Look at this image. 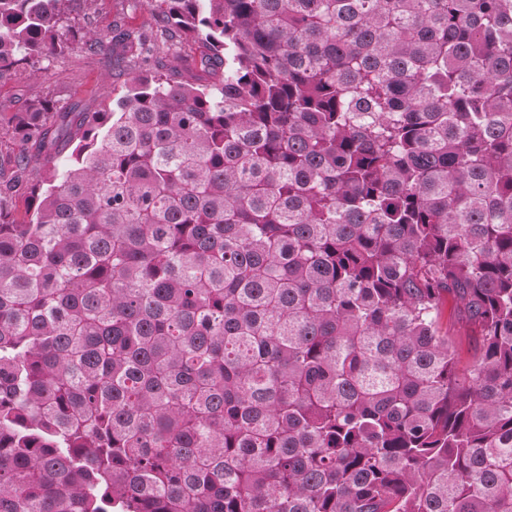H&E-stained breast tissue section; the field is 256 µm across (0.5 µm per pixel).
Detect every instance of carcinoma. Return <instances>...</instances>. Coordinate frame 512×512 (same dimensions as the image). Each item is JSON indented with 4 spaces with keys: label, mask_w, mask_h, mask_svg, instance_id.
<instances>
[{
    "label": "carcinoma",
    "mask_w": 512,
    "mask_h": 512,
    "mask_svg": "<svg viewBox=\"0 0 512 512\" xmlns=\"http://www.w3.org/2000/svg\"><path fill=\"white\" fill-rule=\"evenodd\" d=\"M150 2L217 84L9 121L0 512H512V0ZM444 325L448 324L451 330V341L456 352V356L462 366L469 364L474 353V347L478 336L456 310L452 298L445 302L443 319Z\"/></svg>",
    "instance_id": "1"
}]
</instances>
